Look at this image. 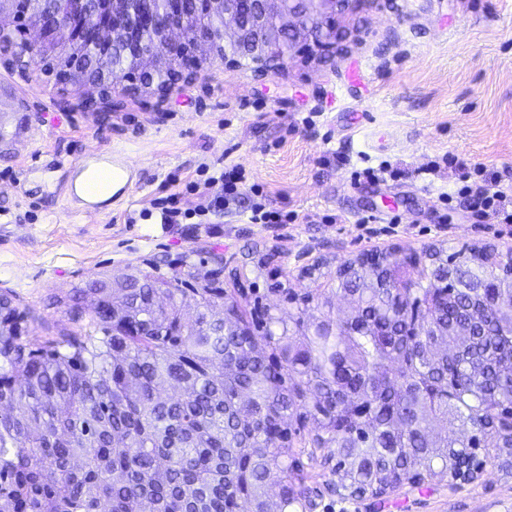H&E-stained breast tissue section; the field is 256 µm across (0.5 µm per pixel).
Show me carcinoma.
<instances>
[{"instance_id":"carcinoma-1","label":"carcinoma","mask_w":512,"mask_h":512,"mask_svg":"<svg viewBox=\"0 0 512 512\" xmlns=\"http://www.w3.org/2000/svg\"><path fill=\"white\" fill-rule=\"evenodd\" d=\"M432 262L450 278L400 288L358 263L336 288L353 312L305 299L286 320L226 294L222 259L138 270L73 289L89 330L37 345L1 293L0 512H288L293 417L358 490L466 460L480 422L512 448V288L473 287L470 251Z\"/></svg>"}]
</instances>
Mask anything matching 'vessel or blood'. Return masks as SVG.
<instances>
[{
  "label": "vessel or blood",
  "mask_w": 512,
  "mask_h": 512,
  "mask_svg": "<svg viewBox=\"0 0 512 512\" xmlns=\"http://www.w3.org/2000/svg\"><path fill=\"white\" fill-rule=\"evenodd\" d=\"M101 167L112 171V193L105 199L94 197L84 186L87 171ZM136 182L137 170L125 152L116 149L97 150L85 154L68 166L65 178L58 184V190L73 204L75 212L91 215L121 205Z\"/></svg>",
  "instance_id": "1"
}]
</instances>
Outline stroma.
I'll return each mask as SVG.
<instances>
[{
  "label": "stroma",
  "mask_w": 512,
  "mask_h": 512,
  "mask_svg": "<svg viewBox=\"0 0 512 512\" xmlns=\"http://www.w3.org/2000/svg\"><path fill=\"white\" fill-rule=\"evenodd\" d=\"M350 26L370 31L336 63L303 57L267 79L211 62L165 102L151 91L88 112L84 83L27 80L0 65V292L28 338L81 333L60 297L134 269L187 274L217 254L246 269L244 308L287 316L256 265L274 254L289 290L331 301L336 269L366 252L512 250V223L469 206L476 189L512 192V0H382ZM140 170L130 199L99 216L71 211L42 177L94 148ZM235 165L285 224H253L242 196L200 224L140 219L168 178ZM325 451L306 457L315 512H512V474L488 464L459 487L433 482L381 499L325 493Z\"/></svg>",
  "instance_id": "1"
}]
</instances>
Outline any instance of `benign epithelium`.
I'll return each mask as SVG.
<instances>
[{"instance_id": "benign-epithelium-1", "label": "benign epithelium", "mask_w": 512, "mask_h": 512, "mask_svg": "<svg viewBox=\"0 0 512 512\" xmlns=\"http://www.w3.org/2000/svg\"><path fill=\"white\" fill-rule=\"evenodd\" d=\"M56 7L27 21L26 31L33 37L15 39L18 24L24 21L18 0H0V59L27 74H38V67L51 53L49 48L69 49L84 41L96 42L101 53L118 51L134 65V71L118 78L100 70L91 62L80 63L81 78L102 84L98 96L85 98L87 108L111 106L115 101L135 94L143 87H154L158 100L166 99L172 87L186 72L198 67L201 48L213 42L224 46V68L233 69L245 60L255 77L265 79L280 67L288 66L295 56L307 55L331 60L342 52V19L364 9L375 0H174L170 10L158 12L151 0L141 2L135 22H126L122 7H96L95 0H54ZM218 12L224 19L219 34L206 31L198 36L196 49L183 46V29L193 14ZM154 34L147 42L138 32ZM21 43L18 50L15 43ZM181 53L182 62L167 77L154 82V71L161 61ZM423 255L399 251L379 253L376 259L398 285L404 284L403 271L419 266ZM488 460L473 453L467 464L448 467L443 476L448 484L475 482ZM439 479L438 475L400 478L390 485L353 490L338 483L325 490L338 496L378 498L401 485L418 486Z\"/></svg>"}]
</instances>
